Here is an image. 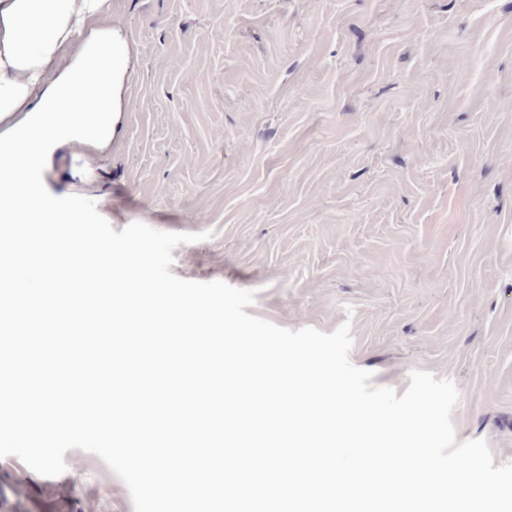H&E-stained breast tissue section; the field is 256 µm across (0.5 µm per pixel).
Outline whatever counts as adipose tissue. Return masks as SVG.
Returning a JSON list of instances; mask_svg holds the SVG:
<instances>
[{"instance_id":"adipose-tissue-1","label":"adipose tissue","mask_w":512,"mask_h":512,"mask_svg":"<svg viewBox=\"0 0 512 512\" xmlns=\"http://www.w3.org/2000/svg\"><path fill=\"white\" fill-rule=\"evenodd\" d=\"M109 9L108 0H0V113L21 120L0 130V144L16 149L12 177L27 181L30 196L48 211L39 172L62 140L111 138L127 49L119 36L86 39L89 23ZM82 52L65 68L67 50Z\"/></svg>"}]
</instances>
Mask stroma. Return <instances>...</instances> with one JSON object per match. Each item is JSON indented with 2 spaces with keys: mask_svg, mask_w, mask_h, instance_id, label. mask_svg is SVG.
Wrapping results in <instances>:
<instances>
[{
  "mask_svg": "<svg viewBox=\"0 0 512 512\" xmlns=\"http://www.w3.org/2000/svg\"><path fill=\"white\" fill-rule=\"evenodd\" d=\"M125 102L44 177L122 230L206 233L171 271L255 291L296 330L352 323L351 361L404 393L452 379L457 441L512 461V0H111ZM0 458V512H133L96 455Z\"/></svg>",
  "mask_w": 512,
  "mask_h": 512,
  "instance_id": "1",
  "label": "stroma"
}]
</instances>
